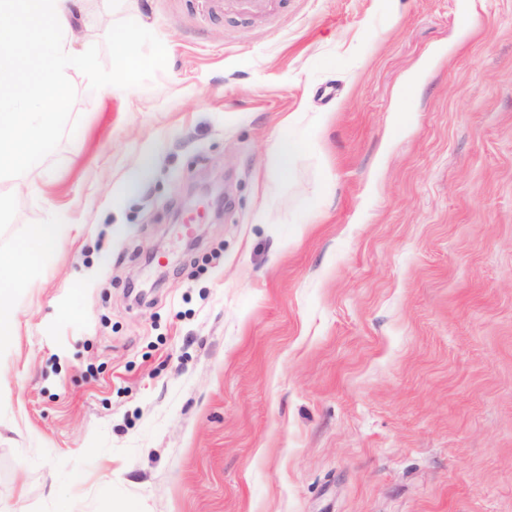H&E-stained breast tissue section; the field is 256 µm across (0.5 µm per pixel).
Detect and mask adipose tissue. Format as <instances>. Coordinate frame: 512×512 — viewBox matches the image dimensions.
Returning a JSON list of instances; mask_svg holds the SVG:
<instances>
[{
  "instance_id": "adipose-tissue-1",
  "label": "adipose tissue",
  "mask_w": 512,
  "mask_h": 512,
  "mask_svg": "<svg viewBox=\"0 0 512 512\" xmlns=\"http://www.w3.org/2000/svg\"><path fill=\"white\" fill-rule=\"evenodd\" d=\"M79 0H0V175L31 168L65 103V76L87 68L72 45ZM61 228L35 225L8 257L0 255V340L13 336L14 287L32 275L54 247Z\"/></svg>"
}]
</instances>
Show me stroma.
I'll return each instance as SVG.
<instances>
[{
    "instance_id": "35a3bbf8",
    "label": "stroma",
    "mask_w": 512,
    "mask_h": 512,
    "mask_svg": "<svg viewBox=\"0 0 512 512\" xmlns=\"http://www.w3.org/2000/svg\"><path fill=\"white\" fill-rule=\"evenodd\" d=\"M84 4L0 181V253L62 227L12 299L0 512H512V0ZM294 146L290 142L276 138L269 151V171L272 175L283 173L290 167Z\"/></svg>"
}]
</instances>
